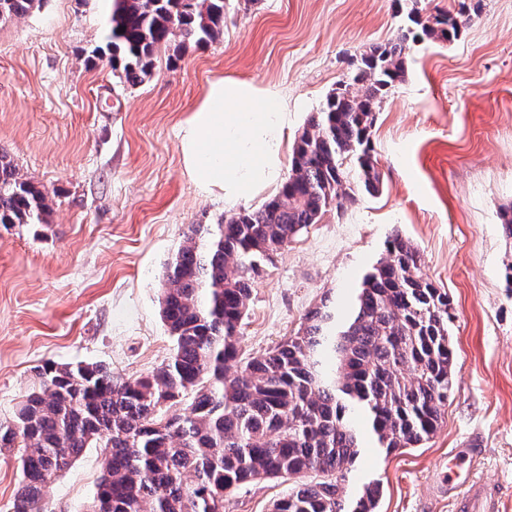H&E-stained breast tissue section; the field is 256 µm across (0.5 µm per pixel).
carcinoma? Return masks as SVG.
Here are the masks:
<instances>
[{"label": "carcinoma", "mask_w": 512, "mask_h": 512, "mask_svg": "<svg viewBox=\"0 0 512 512\" xmlns=\"http://www.w3.org/2000/svg\"><path fill=\"white\" fill-rule=\"evenodd\" d=\"M42 0H0V22ZM224 0H113L106 47L112 74L150 80L160 49L224 37ZM479 5L406 10L400 33L349 62L346 79L295 138L288 178L257 209L190 224L161 281L160 316L173 347L146 375L103 364L36 368L38 387L0 422V457L15 458L13 512H42L45 489L88 448L103 449L89 512H224L242 485L294 478L272 512H375L382 486L340 493L365 425L392 453L428 441L445 419L455 366L448 293L421 274V255L394 235L364 274L349 311L326 295L287 341L245 361L236 336L263 261L331 206L382 184L372 131L405 77L411 45L450 43ZM125 28L119 32V28ZM47 195L0 150V224L47 222ZM324 475L307 481L309 472Z\"/></svg>", "instance_id": "obj_1"}]
</instances>
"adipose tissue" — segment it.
I'll return each instance as SVG.
<instances>
[{
	"instance_id": "ef3b65f1",
	"label": "adipose tissue",
	"mask_w": 512,
	"mask_h": 512,
	"mask_svg": "<svg viewBox=\"0 0 512 512\" xmlns=\"http://www.w3.org/2000/svg\"><path fill=\"white\" fill-rule=\"evenodd\" d=\"M288 106L254 83L218 78L179 133L185 174L202 192L241 204L282 181Z\"/></svg>"
}]
</instances>
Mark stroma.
<instances>
[{"label":"stroma","instance_id":"35a3bbf8","mask_svg":"<svg viewBox=\"0 0 512 512\" xmlns=\"http://www.w3.org/2000/svg\"><path fill=\"white\" fill-rule=\"evenodd\" d=\"M111 0H44L0 24V147L47 193L44 224H0V421L47 362L101 363L128 378L167 360L161 279L187 226L237 208L185 175L178 129L210 80L253 81L288 99V139L348 72L349 58L396 36L392 0H226L222 41L186 43L176 67L118 84L92 51ZM406 75L373 132L378 195L329 209L264 264L237 339L256 356L297 333L324 295L351 301L394 233L447 290L452 391L443 426L392 454L364 436L345 481H379L376 512H457L456 451L495 482L512 512V0H482L458 40L412 45ZM91 448L47 487L46 512H84L102 470ZM288 479L243 485L224 512H271Z\"/></svg>","mask_w":512,"mask_h":512}]
</instances>
